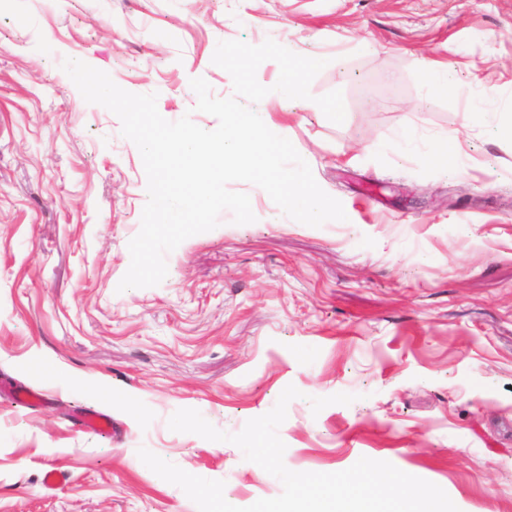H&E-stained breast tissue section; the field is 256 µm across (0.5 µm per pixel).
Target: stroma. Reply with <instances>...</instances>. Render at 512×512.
<instances>
[{
    "label": "stroma",
    "mask_w": 512,
    "mask_h": 512,
    "mask_svg": "<svg viewBox=\"0 0 512 512\" xmlns=\"http://www.w3.org/2000/svg\"><path fill=\"white\" fill-rule=\"evenodd\" d=\"M273 39L327 62L310 100L255 106L285 128L346 218L311 227L261 188L254 223L166 256L167 277L118 291L147 178L116 115L65 59L156 94L206 130L190 87L232 96L222 40ZM453 66L429 94L420 58ZM343 93V123L315 102ZM512 106V0H0V512H197L137 455L225 483L246 507L281 482L228 442L168 427L195 409L237 433L287 386L284 463L334 473L382 460L439 485L460 512H512V137L468 113ZM453 142L445 170L426 161ZM337 393L352 404L313 413ZM81 411L112 432L79 429ZM61 472L55 489L45 470Z\"/></svg>",
    "instance_id": "1"
}]
</instances>
